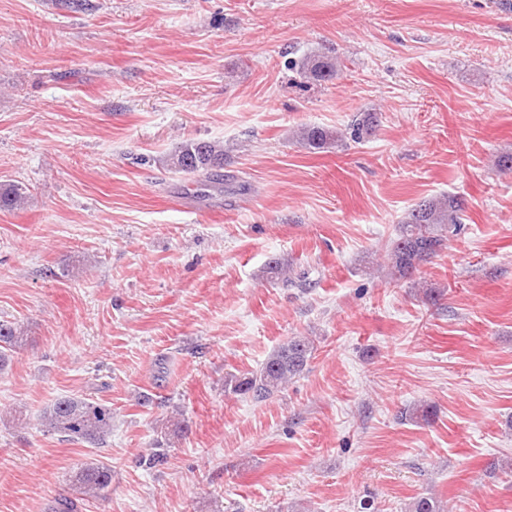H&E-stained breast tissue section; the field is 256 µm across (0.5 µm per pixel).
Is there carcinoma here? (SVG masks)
<instances>
[{"mask_svg": "<svg viewBox=\"0 0 512 512\" xmlns=\"http://www.w3.org/2000/svg\"><path fill=\"white\" fill-rule=\"evenodd\" d=\"M340 71L341 62L326 53L309 55L298 64L300 76L310 82L332 81ZM378 123L377 113L360 114L350 125L351 140L359 141L372 134ZM295 135L305 148L318 151L337 146L345 138L337 131L311 125L298 126ZM163 163L176 172L221 178L224 148L208 140H188L167 155ZM21 199V187H0V203L13 208ZM463 211L464 201L455 196L425 200L412 208L389 246L388 278L392 281L410 279L419 272L421 265L438 256L447 247V233L460 225ZM266 273L284 285L293 283L288 276V265L279 259L268 263ZM26 340L13 325L0 323V370L8 365L12 353ZM314 351L312 339L293 336L275 347L257 369L225 376L224 392L265 401L304 372ZM41 421L49 432L99 448L111 434L112 409L91 398L62 396L44 409ZM71 483L77 493L87 499L103 497L112 484V467L98 460L87 461L72 471ZM408 512L445 510L440 500L430 495L414 498Z\"/></svg>", "mask_w": 512, "mask_h": 512, "instance_id": "1", "label": "carcinoma"}]
</instances>
